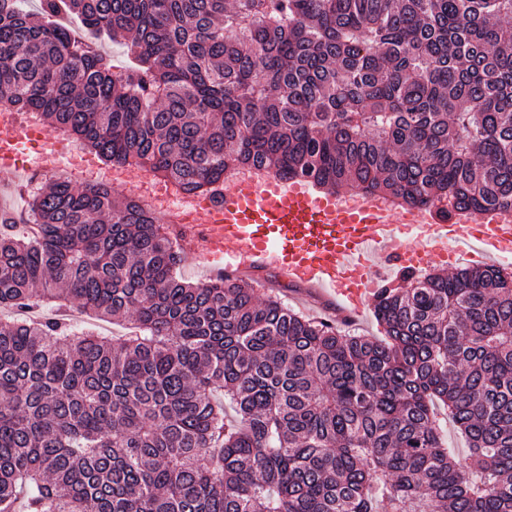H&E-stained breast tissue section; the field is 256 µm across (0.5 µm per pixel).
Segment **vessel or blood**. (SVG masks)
<instances>
[{
  "mask_svg": "<svg viewBox=\"0 0 512 512\" xmlns=\"http://www.w3.org/2000/svg\"><path fill=\"white\" fill-rule=\"evenodd\" d=\"M21 141L12 112H0V172L22 177L14 159ZM181 252L207 263L220 281L276 272L289 284L361 315L390 275L428 261L455 260L463 246L485 257L512 258V210L447 214L442 207L396 208L381 197L312 194L305 179L244 177L208 198L192 223L175 224Z\"/></svg>",
  "mask_w": 512,
  "mask_h": 512,
  "instance_id": "1",
  "label": "vessel or blood"
}]
</instances>
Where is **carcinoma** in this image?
<instances>
[{
  "instance_id": "cac0c4a2",
  "label": "carcinoma",
  "mask_w": 512,
  "mask_h": 512,
  "mask_svg": "<svg viewBox=\"0 0 512 512\" xmlns=\"http://www.w3.org/2000/svg\"><path fill=\"white\" fill-rule=\"evenodd\" d=\"M0 0V104L187 191L253 169L512 209V0ZM94 36L131 39L120 77ZM0 232V512H512V272L408 274L381 340L187 283L155 214L59 176ZM77 301L112 338L29 316ZM451 419L472 481L446 446ZM209 464L202 466L201 459Z\"/></svg>"
}]
</instances>
